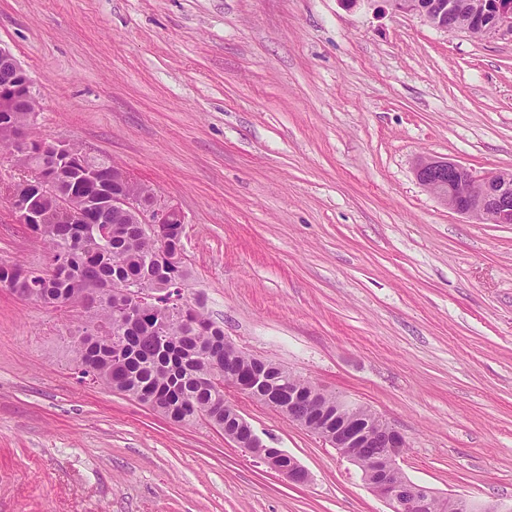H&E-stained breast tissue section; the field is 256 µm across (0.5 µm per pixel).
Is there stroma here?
<instances>
[{"label": "stroma", "instance_id": "1", "mask_svg": "<svg viewBox=\"0 0 512 512\" xmlns=\"http://www.w3.org/2000/svg\"><path fill=\"white\" fill-rule=\"evenodd\" d=\"M39 138L121 165L184 211L188 301L224 335L361 403L441 496L512 503V226L458 214L423 156L512 169V38L389 0H0ZM0 160V264L40 266ZM77 310L0 284V512H391L275 409L224 398L294 485L206 421L78 373ZM392 2H394V5L398 10L412 15H416L420 17L423 21L429 23L431 26H434L438 29H442L445 31H448V29H452L453 32L464 31L472 33V30L469 27H459L457 26V22H451L450 16L454 4H447L443 6L438 11L437 14H432L422 7L420 0H392ZM449 20L450 23H448Z\"/></svg>", "mask_w": 512, "mask_h": 512}]
</instances>
